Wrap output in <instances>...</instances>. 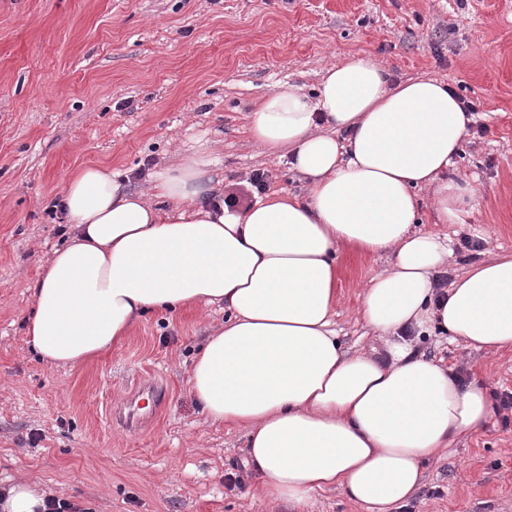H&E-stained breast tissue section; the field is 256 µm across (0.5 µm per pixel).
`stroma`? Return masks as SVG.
I'll use <instances>...</instances> for the list:
<instances>
[{
    "label": "stroma",
    "instance_id": "obj_1",
    "mask_svg": "<svg viewBox=\"0 0 512 512\" xmlns=\"http://www.w3.org/2000/svg\"><path fill=\"white\" fill-rule=\"evenodd\" d=\"M365 53L393 83L421 75L472 102L457 176L482 195L460 223L437 224L453 254L512 250V0H0V491L22 480L86 512H295L261 500L242 430L206 421L188 383L221 308L150 312L120 345L74 368L32 353L29 285L68 232L56 206L79 168L103 164L148 192L153 173L215 162L219 190L300 193L287 158L249 137L250 116L286 84L314 94L325 67ZM478 243L469 251L468 243ZM386 255L339 253L336 329L371 343L355 317ZM419 348L487 392L512 391V352L424 336ZM167 400L148 427L109 419L140 381ZM397 512H512V410L427 463Z\"/></svg>",
    "mask_w": 512,
    "mask_h": 512
}]
</instances>
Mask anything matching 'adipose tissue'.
<instances>
[{
    "instance_id": "ef3b65f1",
    "label": "adipose tissue",
    "mask_w": 512,
    "mask_h": 512,
    "mask_svg": "<svg viewBox=\"0 0 512 512\" xmlns=\"http://www.w3.org/2000/svg\"><path fill=\"white\" fill-rule=\"evenodd\" d=\"M471 121L447 84L390 85L357 53L324 69L316 96L282 87L253 113L252 138L291 154L305 192L231 211L207 202L208 159L158 173L149 199L111 168L78 171L58 201L71 233L31 284L33 351L72 368L120 344L147 310L221 306L190 390L207 421L244 430L264 498L299 510L337 489L366 512H395L425 463L492 412L482 388L417 354L406 332L512 351V250L439 289L451 244L420 226L421 190L443 224L476 199L448 175ZM343 247L392 255L357 310L378 344L357 352L334 321Z\"/></svg>"
}]
</instances>
